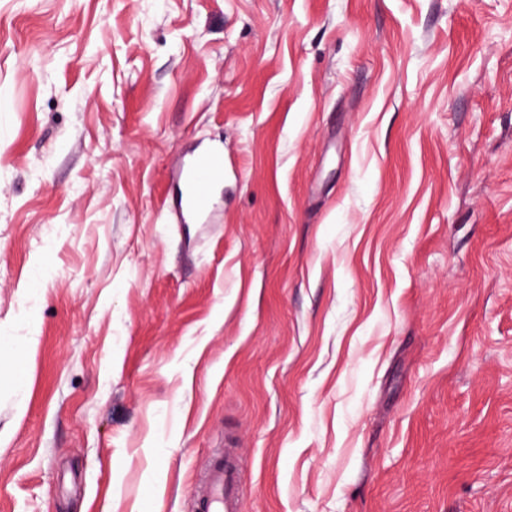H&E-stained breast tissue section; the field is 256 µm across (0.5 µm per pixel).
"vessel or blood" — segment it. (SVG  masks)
I'll return each mask as SVG.
<instances>
[{
    "label": "vessel or blood",
    "instance_id": "1",
    "mask_svg": "<svg viewBox=\"0 0 512 512\" xmlns=\"http://www.w3.org/2000/svg\"><path fill=\"white\" fill-rule=\"evenodd\" d=\"M179 192L183 214L197 223L207 222L224 187V152L204 148L181 172ZM240 478L234 458L227 453L213 455L203 480L200 512H236Z\"/></svg>",
    "mask_w": 512,
    "mask_h": 512
}]
</instances>
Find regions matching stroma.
<instances>
[{"instance_id":"stroma-1","label":"stroma","mask_w":512,"mask_h":512,"mask_svg":"<svg viewBox=\"0 0 512 512\" xmlns=\"http://www.w3.org/2000/svg\"><path fill=\"white\" fill-rule=\"evenodd\" d=\"M220 448L238 512H512V0H0V512ZM180 179L179 198L184 220L187 222V217L197 224L207 222L224 187V151L215 146L202 149L187 166L184 162Z\"/></svg>"}]
</instances>
